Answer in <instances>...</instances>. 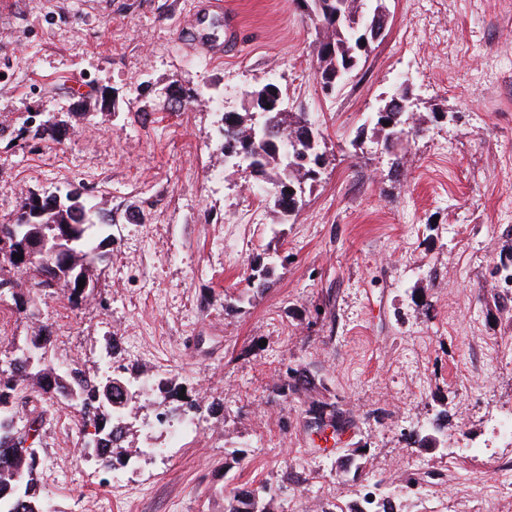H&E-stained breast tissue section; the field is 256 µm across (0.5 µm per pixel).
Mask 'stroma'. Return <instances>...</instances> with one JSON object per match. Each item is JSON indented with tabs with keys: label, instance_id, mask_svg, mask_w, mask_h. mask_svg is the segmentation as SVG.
Here are the masks:
<instances>
[{
	"label": "stroma",
	"instance_id": "stroma-1",
	"mask_svg": "<svg viewBox=\"0 0 512 512\" xmlns=\"http://www.w3.org/2000/svg\"><path fill=\"white\" fill-rule=\"evenodd\" d=\"M5 0L0 224L33 194L80 192L110 222L98 288L33 315L0 297V363L52 330L54 366L149 373L198 401L174 437L159 392L101 470L83 412L40 433L55 512H224L266 487L274 512H512V0H390L388 32L340 94L314 77L298 0ZM411 80L416 130L382 150L375 113ZM274 82L320 133L325 164L282 220L225 163L224 115ZM58 123V139L38 137ZM268 268L267 287L248 280ZM311 393L282 395L287 368ZM354 423L304 427L310 400ZM436 434L434 448L417 441Z\"/></svg>",
	"mask_w": 512,
	"mask_h": 512
}]
</instances>
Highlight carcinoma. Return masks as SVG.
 Here are the masks:
<instances>
[{"mask_svg":"<svg viewBox=\"0 0 512 512\" xmlns=\"http://www.w3.org/2000/svg\"><path fill=\"white\" fill-rule=\"evenodd\" d=\"M316 24L324 39L317 50V63L322 65L321 79L335 73L338 67L343 69L350 65L359 70L366 56L351 52L354 45L350 36L337 31L325 12L316 16ZM328 43L334 46V54L326 59L323 47ZM304 116L303 112L271 115L276 140L280 143L291 140ZM238 118L236 128L224 130V141L256 137L258 149L263 152L259 170L262 181L271 185L273 191L287 184L302 183L307 171L300 166L287 167L282 152L266 146L253 122V113H240ZM56 200L53 195L42 198V208L46 211L44 220L48 225L40 231L49 239L47 248L53 247L57 237L66 246V252L61 259L47 255L44 265L15 267L19 277L14 281L12 298L20 312L27 311L37 293L52 288L63 289L71 306L79 307L87 300L89 292L77 289L78 276L91 277L94 265L102 258L99 249L104 242H95V237L103 233L105 215L100 211L90 213L78 194H66V200L59 205ZM0 242L4 243L0 250L10 256L11 264L14 263L12 255H23L30 246L25 233H13L10 224H0ZM51 338L50 327L39 326L26 338L25 344L17 348V354L6 365H0V512H45L38 448L25 446L24 427L17 426L15 421L17 413L31 399L44 404L56 396H64L92 410V416L84 418L80 432L84 434L88 427L94 428L95 439L87 443L103 466L112 467L116 454L128 459L139 455V451L126 448L130 431L127 419L136 408L138 379L121 371L112 373L110 378L105 376L91 381L78 367L59 375L43 360ZM310 385L304 373L291 370L286 373L279 391L283 394L306 391ZM307 412H321L333 420L352 423L349 412L334 403L313 401ZM225 500L224 512H271L270 501L257 488L234 490Z\"/></svg>","mask_w":512,"mask_h":512,"instance_id":"carcinoma-1","label":"carcinoma"}]
</instances>
